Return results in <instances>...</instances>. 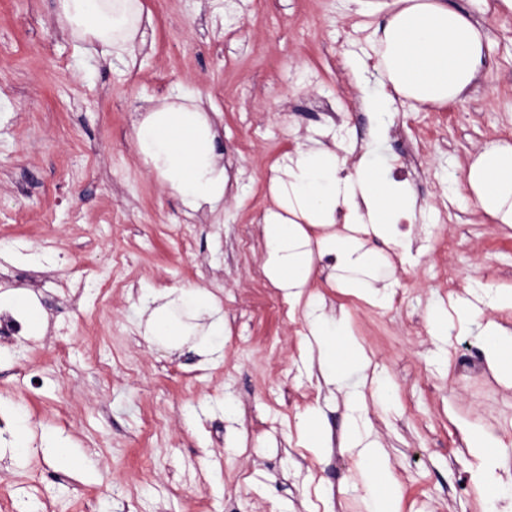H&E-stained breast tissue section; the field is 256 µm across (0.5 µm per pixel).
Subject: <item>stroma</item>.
Returning a JSON list of instances; mask_svg holds the SVG:
<instances>
[{
	"mask_svg": "<svg viewBox=\"0 0 512 512\" xmlns=\"http://www.w3.org/2000/svg\"><path fill=\"white\" fill-rule=\"evenodd\" d=\"M389 0H142L140 37L117 59L63 24L58 0H0V294L28 297L41 331L0 351V421L27 423L24 459L0 442V512H365L358 459L341 441L342 393L310 369L311 324L267 278L263 217L300 149L319 141L355 174L375 117L361 88L379 78L372 34ZM487 34L484 68L443 106L399 99L381 152L416 209L393 239L369 227L309 228L306 296L350 328L391 388L362 383L401 512H486L466 443L492 445L512 495V381L485 363L482 329L512 330V226L467 184L478 153L512 145V11L447 0ZM198 96L229 177L223 203L190 211L143 160L150 103ZM353 234L364 268L340 269L319 239ZM386 286L375 302L347 286ZM481 290L469 329L456 301ZM176 292L174 339L147 335L145 306ZM215 302L224 343L188 295ZM446 308L447 339L431 312ZM68 318L70 367L55 362ZM321 407L331 446L297 424ZM65 440L60 462L45 439Z\"/></svg>",
	"mask_w": 512,
	"mask_h": 512,
	"instance_id": "stroma-1",
	"label": "stroma"
}]
</instances>
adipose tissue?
<instances>
[{
  "label": "adipose tissue",
  "instance_id": "obj_1",
  "mask_svg": "<svg viewBox=\"0 0 512 512\" xmlns=\"http://www.w3.org/2000/svg\"><path fill=\"white\" fill-rule=\"evenodd\" d=\"M64 20L73 32L123 56L135 39L142 16L141 0H60ZM394 10L374 36L381 58L380 78L364 87L363 99L376 117L373 137L356 173L336 177L338 160L322 146L300 151L278 183V207L263 224L267 243L265 272L293 302H304L318 347L319 377L328 389L343 392L353 424L344 442L357 452L365 482L366 512H398L387 480V461L371 432L358 421L365 408L362 392L347 387L349 366L367 370L370 361L345 317L326 314L323 305L304 300L309 277L306 225H331L338 207L347 221L367 224L381 237L391 236L400 218L414 212L416 200L405 185L382 174L381 144L385 116L393 95L443 105L458 99L484 65L487 35L470 15L444 0H393ZM144 160L161 174L193 211L216 206L224 198V167L215 152V134L195 98L150 109L136 130ZM469 186L483 210L512 224V146L491 145L469 169Z\"/></svg>",
  "mask_w": 512,
  "mask_h": 512
}]
</instances>
